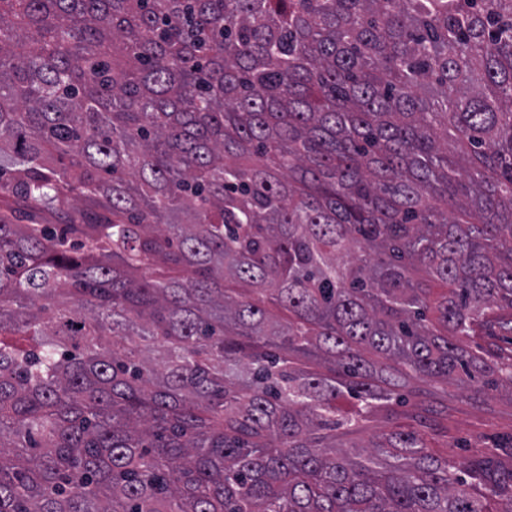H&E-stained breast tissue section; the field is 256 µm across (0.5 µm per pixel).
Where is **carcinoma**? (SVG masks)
I'll list each match as a JSON object with an SVG mask.
<instances>
[{
  "label": "carcinoma",
  "mask_w": 512,
  "mask_h": 512,
  "mask_svg": "<svg viewBox=\"0 0 512 512\" xmlns=\"http://www.w3.org/2000/svg\"><path fill=\"white\" fill-rule=\"evenodd\" d=\"M0 191V512H512V0H0ZM10 203L17 210L19 224H68L75 217V208L72 205H64L61 210L53 213L33 212L25 208L14 198L1 195L0 204ZM445 414L448 420L443 416L437 419L439 434L431 445L440 454L448 450V454L469 456L482 448L487 437L512 433V401L508 397L484 400L451 388ZM457 444L467 448H455Z\"/></svg>",
  "instance_id": "obj_1"
}]
</instances>
